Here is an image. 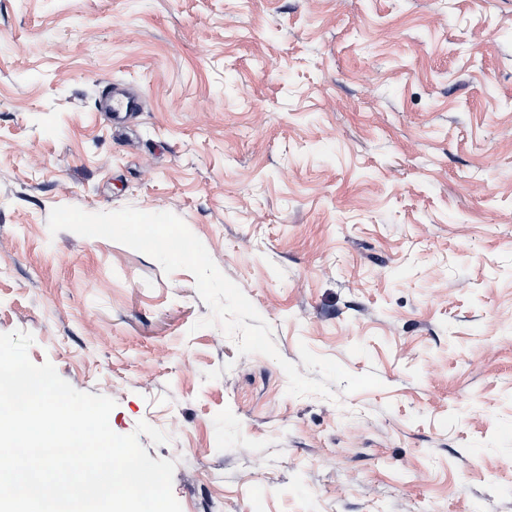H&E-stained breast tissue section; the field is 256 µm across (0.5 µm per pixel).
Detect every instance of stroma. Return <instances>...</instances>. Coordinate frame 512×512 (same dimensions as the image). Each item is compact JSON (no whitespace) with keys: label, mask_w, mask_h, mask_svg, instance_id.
Here are the masks:
<instances>
[{"label":"stroma","mask_w":512,"mask_h":512,"mask_svg":"<svg viewBox=\"0 0 512 512\" xmlns=\"http://www.w3.org/2000/svg\"><path fill=\"white\" fill-rule=\"evenodd\" d=\"M57 206L179 216L279 359ZM17 330L114 432L168 434L139 441L182 512H512V0H0ZM303 344L381 387L289 395Z\"/></svg>","instance_id":"1"}]
</instances>
